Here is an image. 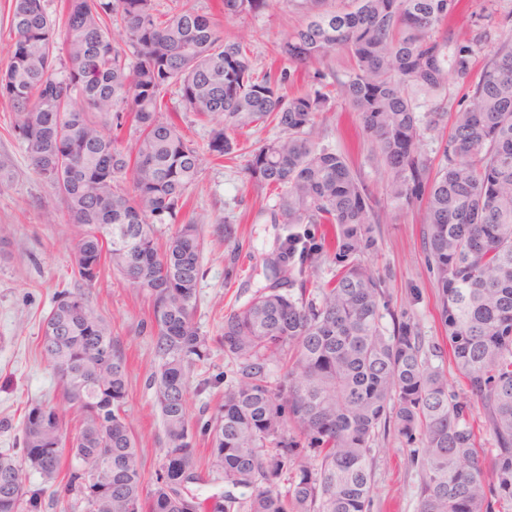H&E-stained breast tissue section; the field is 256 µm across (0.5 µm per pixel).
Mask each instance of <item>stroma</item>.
Segmentation results:
<instances>
[{
	"label": "stroma",
	"mask_w": 512,
	"mask_h": 512,
	"mask_svg": "<svg viewBox=\"0 0 512 512\" xmlns=\"http://www.w3.org/2000/svg\"><path fill=\"white\" fill-rule=\"evenodd\" d=\"M199 12L218 17L225 38L244 41L253 52L257 73L291 69L276 58L282 42L303 17L288 0H271L259 15L225 18L218 15L219 0H189ZM512 13V0H465L449 20L455 40L476 39L477 15L496 21L495 36L512 37L503 24ZM351 67L341 51L309 63L304 79L288 85L291 94L311 93L322 83L334 82ZM164 111L176 119L183 135L206 149L215 123L186 112L176 92L164 99ZM12 108L0 99V454L16 456L21 427L35 404H61L62 399L47 358L41 349V328L58 292L76 288L71 254L76 233L66 222L55 191L33 169L25 146L12 131ZM323 145L340 151L378 199H385V177L371 160V143L348 104L337 101L334 111L319 122ZM246 157L235 161H207L196 185L190 188L189 210L202 221V277L197 288L194 320L206 340L207 354L194 362L188 381L187 403L197 461L205 474L198 486L207 496L224 491L218 472L212 471L210 449L200 430L202 407L216 408L234 379L233 366L220 348L221 326L230 308L240 305L265 285L264 260L285 236L282 225L264 216L275 196L257 193L246 181ZM235 224L234 241L225 242L222 223ZM375 247L368 257L384 282L391 326L393 315L407 314L416 324L425 349H438L435 363L448 376V387L460 399H471L467 380L448 354V339L439 317V297L422 240L417 209L385 207L383 221L374 227ZM90 306L112 323V338L127 366L128 396L125 417L136 440L146 488H153L161 472L165 436L155 404L154 378L161 360L151 325L147 297L113 269L86 289ZM374 499L371 512H418L423 472L413 460L411 446L388 432L372 451Z\"/></svg>",
	"instance_id": "1"
}]
</instances>
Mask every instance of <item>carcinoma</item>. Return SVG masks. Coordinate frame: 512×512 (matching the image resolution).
<instances>
[{"mask_svg":"<svg viewBox=\"0 0 512 512\" xmlns=\"http://www.w3.org/2000/svg\"><path fill=\"white\" fill-rule=\"evenodd\" d=\"M221 2L226 17L257 16L269 6ZM327 2L289 0L305 21L277 54L296 65L335 50L350 57L335 91L374 143L391 202L424 204L420 223L440 319L494 454L480 455L471 405L449 393L443 370L423 357L415 323L403 314L392 317L390 331L382 323L388 303L367 263L373 225L382 222L379 202L342 153L316 143L332 93L284 95L293 73L255 74L246 44L224 39L209 16L179 0L166 7L64 0L61 41L45 0H12L0 97L78 236L80 288L57 295L42 348L81 427L68 439L58 406L31 408L21 460L0 455V512H26L25 468L52 485L66 451L81 467L64 490L85 512H369L371 449L387 428L422 444L418 512H512V40L496 44L471 83L474 46L448 29L461 0H354L349 11ZM451 79L469 90L435 165L420 145L448 112ZM173 88L185 111L218 120L207 144L218 159L244 150L237 135L245 130L279 129L244 172L252 188L276 195L270 222L288 227L266 263L269 284L224 315L221 343L234 383L204 433L229 490L205 499L188 493L204 475L186 400L187 375L206 349L194 322L201 232L197 218L179 219L202 157L174 118L162 116ZM414 90L440 101L423 113ZM127 124L134 138L124 146L111 129ZM175 222L159 244L154 225ZM301 224L320 227V235L296 230ZM324 257L338 269L311 290ZM107 264L147 295L157 330L156 404L166 444L164 473L148 492L123 415L127 374L112 324L81 291Z\"/></svg>","mask_w":512,"mask_h":512,"instance_id":"carcinoma-1","label":"carcinoma"}]
</instances>
